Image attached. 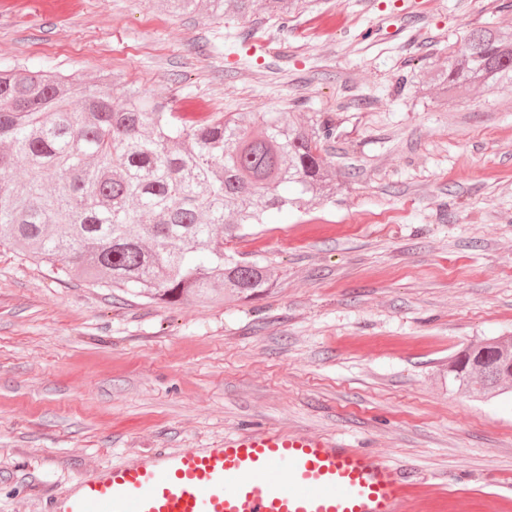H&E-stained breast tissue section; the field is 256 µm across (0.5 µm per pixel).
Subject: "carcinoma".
I'll use <instances>...</instances> for the list:
<instances>
[{
    "label": "carcinoma",
    "instance_id": "1",
    "mask_svg": "<svg viewBox=\"0 0 512 512\" xmlns=\"http://www.w3.org/2000/svg\"><path fill=\"white\" fill-rule=\"evenodd\" d=\"M168 12L210 17L253 12L255 0H161ZM306 0H262L288 26ZM431 84L442 94L512 85V39L472 31L465 51ZM16 67L0 72V245L21 249L60 277L155 303L248 299L267 291L265 266L237 259L224 239L263 223L264 213L324 191L322 159L333 120L316 131L262 115L253 136L232 115L173 111L134 85ZM448 378L498 396L512 384V340H482L448 362Z\"/></svg>",
    "mask_w": 512,
    "mask_h": 512
}]
</instances>
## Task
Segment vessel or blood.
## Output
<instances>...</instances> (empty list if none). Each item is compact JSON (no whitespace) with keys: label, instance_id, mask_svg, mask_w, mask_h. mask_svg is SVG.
I'll list each match as a JSON object with an SVG mask.
<instances>
[{"label":"vessel or blood","instance_id":"b4317fda","mask_svg":"<svg viewBox=\"0 0 512 512\" xmlns=\"http://www.w3.org/2000/svg\"><path fill=\"white\" fill-rule=\"evenodd\" d=\"M428 490L364 449L266 429L103 467L45 512H411Z\"/></svg>","mask_w":512,"mask_h":512}]
</instances>
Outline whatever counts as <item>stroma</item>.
<instances>
[{"label": "stroma", "mask_w": 512, "mask_h": 512, "mask_svg": "<svg viewBox=\"0 0 512 512\" xmlns=\"http://www.w3.org/2000/svg\"><path fill=\"white\" fill-rule=\"evenodd\" d=\"M512 0H312L287 30L160 0H0V68L117 75L178 112L332 118L335 189L270 211L229 251L271 290L202 307L61 280L0 246V512L155 448L277 428L438 485L430 512H495L512 393L445 381L512 336V86L422 90Z\"/></svg>", "instance_id": "stroma-1"}]
</instances>
